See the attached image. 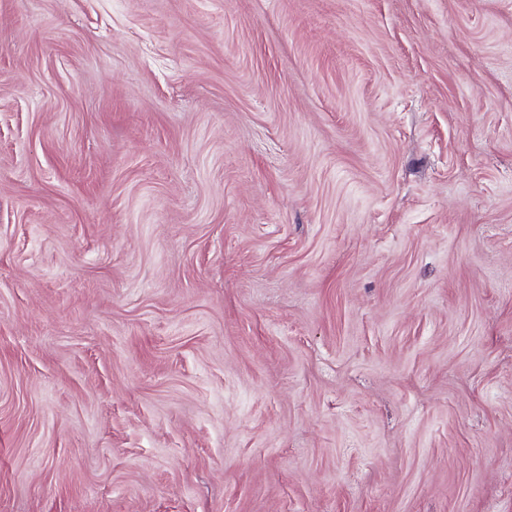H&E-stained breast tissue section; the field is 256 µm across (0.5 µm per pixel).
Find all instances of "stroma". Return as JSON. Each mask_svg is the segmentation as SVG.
Segmentation results:
<instances>
[{
    "mask_svg": "<svg viewBox=\"0 0 512 512\" xmlns=\"http://www.w3.org/2000/svg\"><path fill=\"white\" fill-rule=\"evenodd\" d=\"M0 512H512V0H0Z\"/></svg>",
    "mask_w": 512,
    "mask_h": 512,
    "instance_id": "stroma-1",
    "label": "stroma"
}]
</instances>
